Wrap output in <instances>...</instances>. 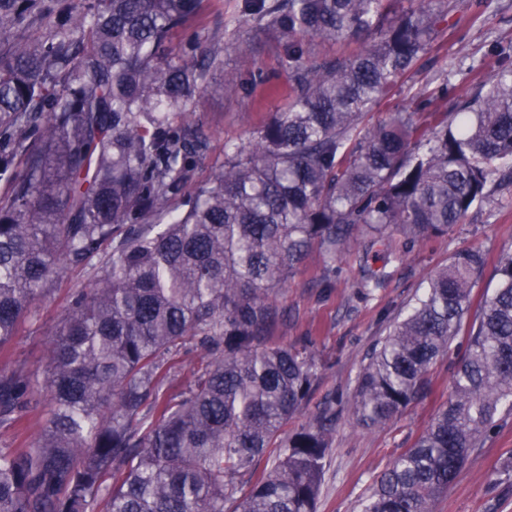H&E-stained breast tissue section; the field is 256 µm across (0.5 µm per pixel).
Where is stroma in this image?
<instances>
[{
	"mask_svg": "<svg viewBox=\"0 0 512 512\" xmlns=\"http://www.w3.org/2000/svg\"><path fill=\"white\" fill-rule=\"evenodd\" d=\"M448 29L427 56L392 90L382 102L381 111L409 107V88L435 90L447 83L448 96L440 101L444 110L472 96L475 83L468 66L479 67L488 75L498 52L512 48V0H448ZM262 68L269 84H283L285 75L278 64L277 43L270 33L260 34L251 55L232 51L224 55L228 72L249 73ZM269 85H257L245 97L227 90L203 98L197 112L206 120L205 132L210 149L191 175L190 187L209 181L224 160V144L247 140L263 125L282 99L268 93ZM394 250L404 251L403 264L387 265L374 260V268L386 269L388 276L380 287L359 294L357 254L361 242L339 262L340 272L332 287L321 285L323 264L318 250H311L299 269L288 279L275 301L288 313L286 324L272 332L274 341L296 343L312 337V350L321 368V379L314 388L309 410H317L332 395H350L362 367L375 344L389 331L392 322L406 312L420 295L430 276L447 265L453 252L479 248L487 253V264L474 289L475 296L493 288L494 269L501 252L512 249V180L493 186L489 202L471 212L448 236L432 238L405 247L400 236H392ZM94 268L70 270L56 279L38 304L34 317L25 321L10 354H0V365L40 370L45 366L46 343L50 331L63 319L73 292L87 288ZM465 344L457 337L447 354L429 369L428 391L424 399L412 403L402 414L383 426L360 427L351 412L339 416L332 448L327 457L324 483L317 512H357L371 491L376 477L396 456L410 448L427 428L437 410L448 400L452 365ZM512 457V415L475 449L447 493L433 505L434 512H512V472L500 464Z\"/></svg>",
	"mask_w": 512,
	"mask_h": 512,
	"instance_id": "1",
	"label": "stroma"
}]
</instances>
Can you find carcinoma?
Instances as JSON below:
<instances>
[{"instance_id":"1","label":"carcinoma","mask_w":512,"mask_h":512,"mask_svg":"<svg viewBox=\"0 0 512 512\" xmlns=\"http://www.w3.org/2000/svg\"><path fill=\"white\" fill-rule=\"evenodd\" d=\"M204 0H0V352L63 272L101 266L51 333L40 377L0 368V427L39 399V436L0 448V512H316L325 459L347 403L378 427L427 390L429 367L461 331L447 403L375 480L359 512H433L470 454L512 413V251L471 312L487 258L455 251L359 373L294 433L319 378L310 346L275 343L288 313L272 295L318 247L323 283L357 236L362 291L379 286L396 232L444 236L512 170V60L503 57L460 111L368 120L447 21L444 0H240V31L174 34ZM271 31L286 104L193 194L208 139L201 96L266 82L225 74L224 51ZM356 45L333 57L319 43ZM204 351L175 398L168 356ZM274 466L256 475L268 449Z\"/></svg>"}]
</instances>
